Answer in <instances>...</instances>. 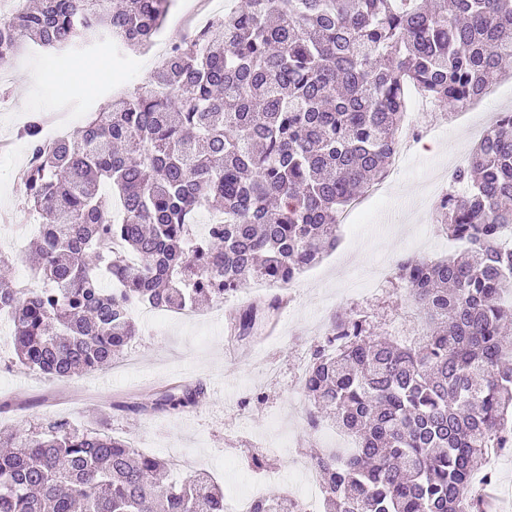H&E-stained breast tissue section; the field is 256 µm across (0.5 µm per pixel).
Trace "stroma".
<instances>
[{"label": "stroma", "instance_id": "stroma-1", "mask_svg": "<svg viewBox=\"0 0 512 512\" xmlns=\"http://www.w3.org/2000/svg\"><path fill=\"white\" fill-rule=\"evenodd\" d=\"M230 2L174 0L162 34L145 53L117 52L107 41L59 73L48 66L47 53L27 43L11 66L0 71V101L12 106L11 111H0V140L11 143L8 152L0 153V212L13 214L12 220H0V250L13 257L8 271L12 280L22 281L31 269L27 245L15 243L28 217L15 179L29 162L18 129L38 112L61 118L68 134L79 137L87 113L146 84L172 43L223 14ZM92 62L99 65L100 74L94 92L87 94L79 83L84 66ZM474 143L462 122L440 138L425 135L414 143L407 170L387 199L365 198L366 219L340 226L336 249L284 290L286 305L254 336H237L228 307H207L201 325L174 316L161 328L139 323L138 335L123 352L131 366L50 382L12 367L9 338L0 334V402L11 405L0 414V429L25 431L51 419L74 424L102 419L112 435L132 444L145 441L146 454L165 459L190 456L223 481L225 494L248 482L256 457L268 477L266 490H288L321 442L306 423L310 404L299 386V360L309 358L318 327L332 314L366 310L382 333L385 320L407 305L404 290L396 284L386 283L381 295L367 297L350 292L349 281L376 267L394 273L397 261L406 255L434 259L456 251V243L439 233L434 210L421 208L419 201L428 178L447 166L449 155L470 152ZM197 381L206 385L207 395L195 411L149 412L163 391ZM245 395L252 401L243 409L237 400ZM132 403L144 405V412H129Z\"/></svg>", "mask_w": 512, "mask_h": 512}]
</instances>
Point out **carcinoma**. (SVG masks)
I'll return each instance as SVG.
<instances>
[{"instance_id":"obj_1","label":"carcinoma","mask_w":512,"mask_h":512,"mask_svg":"<svg viewBox=\"0 0 512 512\" xmlns=\"http://www.w3.org/2000/svg\"><path fill=\"white\" fill-rule=\"evenodd\" d=\"M170 2L22 0L0 18V68L27 39L61 55L108 38L146 49ZM434 2L238 0L91 113L80 139L50 146L31 116L22 186L42 221L41 286L0 282L15 364L52 381L99 371L137 335L134 308L220 305L251 278L286 288L336 249L341 215L399 151L409 86L455 112L512 68V0ZM204 211L216 221L202 227ZM436 214L461 249L395 271L423 338L379 339L368 315L337 313L301 378L308 427L326 420L355 441L310 459L323 512H487L468 487L495 481L487 449L512 448V112ZM233 320L248 337L259 312L243 305ZM205 396L199 381L128 410L186 414ZM4 440L0 512H225L210 473L164 484L169 463L103 421L49 420ZM253 512L300 510L274 494Z\"/></svg>"}]
</instances>
